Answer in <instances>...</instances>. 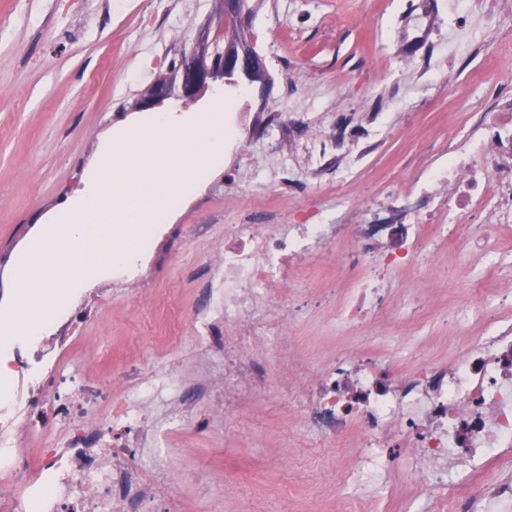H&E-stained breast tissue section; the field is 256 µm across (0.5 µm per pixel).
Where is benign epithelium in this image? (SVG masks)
Returning <instances> with one entry per match:
<instances>
[{
  "mask_svg": "<svg viewBox=\"0 0 512 512\" xmlns=\"http://www.w3.org/2000/svg\"><path fill=\"white\" fill-rule=\"evenodd\" d=\"M224 20H242L246 17V0H223ZM264 71L262 60L251 50L229 42L222 54H217L209 31L200 33L191 51L181 61L177 74L163 82H155L139 101V107L148 110L170 98L192 100L218 78L234 84L252 83Z\"/></svg>",
  "mask_w": 512,
  "mask_h": 512,
  "instance_id": "benign-epithelium-1",
  "label": "benign epithelium"
}]
</instances>
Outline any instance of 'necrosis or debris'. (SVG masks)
Masks as SVG:
<instances>
[{"label": "necrosis or debris", "mask_w": 512, "mask_h": 512, "mask_svg": "<svg viewBox=\"0 0 512 512\" xmlns=\"http://www.w3.org/2000/svg\"><path fill=\"white\" fill-rule=\"evenodd\" d=\"M468 135L449 143L447 159L404 178L379 208L342 199L336 220L310 216L277 223V207L310 189L289 176L293 160L278 158L272 205L240 212L224 227V254L205 262L203 303L190 311L200 375L186 381L173 367L141 366L97 388L87 364H71L24 342L5 355L23 395L0 403V512H181L174 489L189 474L163 461L165 428L203 426V413L237 415L267 387L263 355L312 372L288 392L306 431L342 448L363 449L361 469L346 471L352 490L346 512H374L395 466L421 481L431 512H512V477L488 474L492 460L512 456V310L496 307L448 365L425 361L399 373L380 355H346L318 368L286 336L284 302L296 271L340 241L334 266L345 288L336 304L337 334L364 331L391 305L392 290L377 270L431 269L455 220L485 231L461 253L473 278L478 257L493 253L495 231L512 223V95H499ZM248 127L296 142L319 181L348 175L383 145L387 127L374 112L366 124L321 131L312 117L283 121L252 112ZM35 434L37 453L24 451L22 432Z\"/></svg>", "instance_id": "obj_1"}]
</instances>
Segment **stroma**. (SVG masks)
Returning <instances> with one entry per match:
<instances>
[{"label": "stroma", "mask_w": 512, "mask_h": 512, "mask_svg": "<svg viewBox=\"0 0 512 512\" xmlns=\"http://www.w3.org/2000/svg\"><path fill=\"white\" fill-rule=\"evenodd\" d=\"M248 45L266 61L265 81L246 90L227 86L236 115L251 103L277 112L311 113L320 127L336 114L361 120L371 104L389 101L392 130L343 187L370 204L415 168L436 162L435 151L456 135L467 114L485 108L492 95L512 94V28H475L456 39L454 18H444L439 51H452L447 71L418 85L413 53L401 49L399 64L381 68V47L398 39L406 0H258ZM224 30L217 0H0V310L14 300L18 260L42 223L65 207L85 183L105 136L130 124L137 101L158 74L188 53L202 29ZM285 148L275 136H244L236 169H216L159 231L151 259L159 260L151 299L136 286L114 287L103 275L74 295L86 308L69 349L74 362L92 360V377L106 383L144 350L172 361L179 376L193 379L197 363L183 325L176 352L152 347L148 321L169 288L182 286L197 302L186 264L188 252L218 259L224 219L276 187L271 164ZM191 224H206V237L189 236ZM459 251L444 247L433 270H408L392 280L391 314L351 340L330 329L334 292L324 280L337 274L327 259L307 276L311 305L287 327L295 347L312 358L342 353L386 356L402 372L430 359L447 363L450 322L461 321L448 284ZM267 391L231 419L220 411L205 417L202 431L173 430L169 461L188 473L203 472L224 493L223 512H341L344 495L336 476L358 465L357 448L310 446L297 406L284 394L287 378L267 362Z\"/></svg>", "instance_id": "stroma-1"}]
</instances>
